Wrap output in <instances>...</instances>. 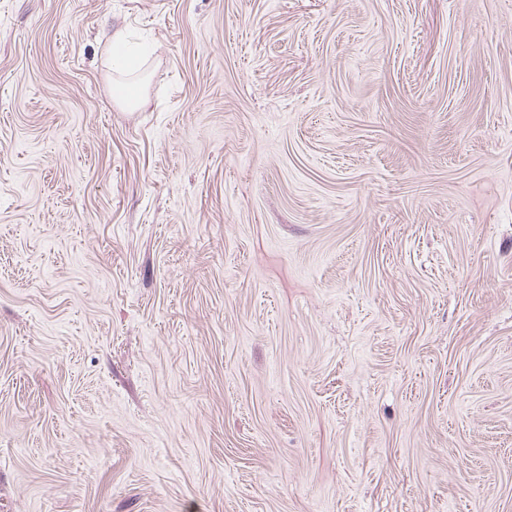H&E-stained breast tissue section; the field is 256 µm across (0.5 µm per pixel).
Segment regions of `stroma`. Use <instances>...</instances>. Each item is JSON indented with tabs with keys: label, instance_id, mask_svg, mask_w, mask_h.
<instances>
[{
	"label": "stroma",
	"instance_id": "35a3bbf8",
	"mask_svg": "<svg viewBox=\"0 0 512 512\" xmlns=\"http://www.w3.org/2000/svg\"><path fill=\"white\" fill-rule=\"evenodd\" d=\"M0 512H512V0H0Z\"/></svg>",
	"mask_w": 512,
	"mask_h": 512
}]
</instances>
